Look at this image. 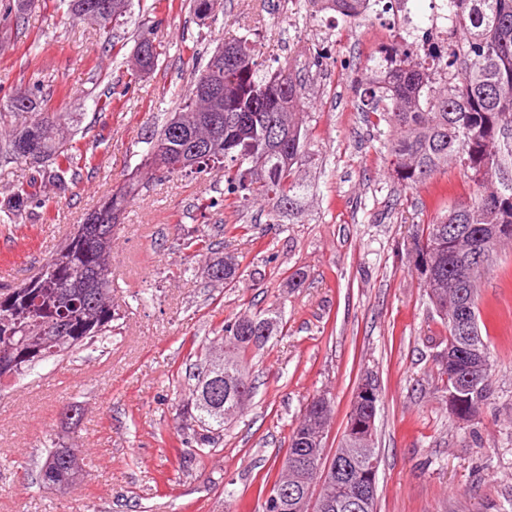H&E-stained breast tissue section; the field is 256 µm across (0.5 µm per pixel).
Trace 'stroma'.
Returning a JSON list of instances; mask_svg holds the SVG:
<instances>
[{"label": "stroma", "mask_w": 512, "mask_h": 512, "mask_svg": "<svg viewBox=\"0 0 512 512\" xmlns=\"http://www.w3.org/2000/svg\"><path fill=\"white\" fill-rule=\"evenodd\" d=\"M156 30L155 71L132 77L139 31ZM385 4L348 27L308 0H219L199 20L189 0H133L104 44L94 25L37 0L21 21L0 20V112L19 85L52 90L50 105L73 122L77 149L95 158L64 193L18 228L0 226V289L36 276L73 225L141 160L147 140L188 92L191 71L220 40L249 35L262 69L301 81L311 186L298 211L270 219L263 203L223 205L222 178L153 181L112 244V335L96 349L50 359L0 381V512H262L258 489L275 476L306 405H333L326 448L340 447L355 391L374 377L377 512H512V247L501 250L479 294L491 349V395L467 420L448 410V334L414 269L418 225L473 195L470 170L449 166L408 188L391 175L386 129L364 112L365 78L381 45L403 35ZM112 109L96 108L116 82ZM212 201L201 209L202 200ZM206 235L234 255L242 277L214 287L205 261L181 247ZM304 274L301 288L288 276ZM278 309L282 325L248 353L255 393L224 426L221 443L187 471L176 416L191 395L190 358L225 320ZM74 405L79 421L65 423ZM81 448L86 473L73 490L43 484L51 443Z\"/></svg>", "instance_id": "35a3bbf8"}]
</instances>
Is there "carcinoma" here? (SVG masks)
Listing matches in <instances>:
<instances>
[{"label":"carcinoma","instance_id":"obj_1","mask_svg":"<svg viewBox=\"0 0 512 512\" xmlns=\"http://www.w3.org/2000/svg\"><path fill=\"white\" fill-rule=\"evenodd\" d=\"M35 0H5V17L21 19ZM85 0H60L74 17L88 19L112 40V28L130 14L124 10L102 19L82 8ZM369 0H309L312 5L332 3L352 24L363 18ZM450 20L456 30V48L444 65L430 66L423 48L403 39L380 50L382 63L371 70L364 88L365 111L380 113L388 126L383 148L390 156L397 181L414 187L455 164L470 169L477 186L469 200L435 216L414 238V267L432 278L424 281L428 298L442 310L448 330V352L462 360L463 369L475 362L484 377L476 384L464 374L448 375V390L455 393L453 412L473 416L489 398L491 350L488 338L470 336L456 323L457 314L479 321L478 288L485 278L470 281L458 254L472 247L497 253L512 244V180L504 177L512 164V0H449ZM138 42L146 43L143 73L160 60L153 32L145 30ZM240 49L242 58L212 70L213 60L193 72V85L206 78L224 86L223 128L217 148L188 167L181 156L195 138L208 133V113L197 96L185 94L178 110L148 142L140 164L123 185L109 191L88 213L83 236L66 238L45 265V276L29 288L0 293V379L20 377L50 358H64L112 334V239L129 206L159 175L181 173L204 177L224 176V200L245 207L264 202L271 215L293 210L303 194L294 166L303 155L308 108L302 83L283 69L259 68L255 41L248 36L227 38L213 54ZM462 62L458 72L451 68ZM41 87H17L8 98L10 111L0 112V162H28V180L16 188L0 215L1 224H20L42 204L41 186L48 183L65 191L78 169L92 162L69 147L73 129L48 106ZM183 246L211 254L207 275L212 284L235 286L239 264L219 251V243L204 235L186 238ZM279 318L247 314L224 322L218 339L224 341V370L219 383L202 376L200 363L210 355L206 348L193 364L195 380L190 402L179 416L190 431L188 442L213 448L224 437V416L237 413L238 397L248 403L254 383L244 356L275 334ZM322 396L306 406L288 436L286 455L306 445L310 430L330 425L332 411L320 407ZM360 436L351 432L340 451L350 455L353 470L364 458ZM54 443L47 457L53 466L40 470L43 483L60 485L71 476L69 461L58 457Z\"/></svg>","mask_w":512,"mask_h":512}]
</instances>
